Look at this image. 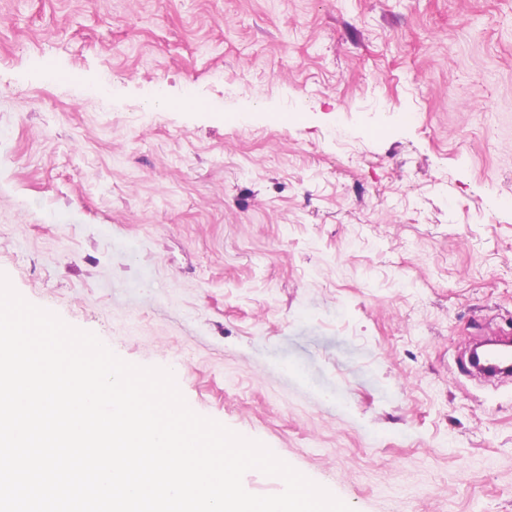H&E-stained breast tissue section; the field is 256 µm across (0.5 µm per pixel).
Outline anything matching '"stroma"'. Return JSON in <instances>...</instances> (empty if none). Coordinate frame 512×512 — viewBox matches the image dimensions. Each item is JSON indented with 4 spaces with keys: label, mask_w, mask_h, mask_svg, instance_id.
<instances>
[{
    "label": "stroma",
    "mask_w": 512,
    "mask_h": 512,
    "mask_svg": "<svg viewBox=\"0 0 512 512\" xmlns=\"http://www.w3.org/2000/svg\"><path fill=\"white\" fill-rule=\"evenodd\" d=\"M0 272L352 512H512V0H0Z\"/></svg>",
    "instance_id": "1"
}]
</instances>
